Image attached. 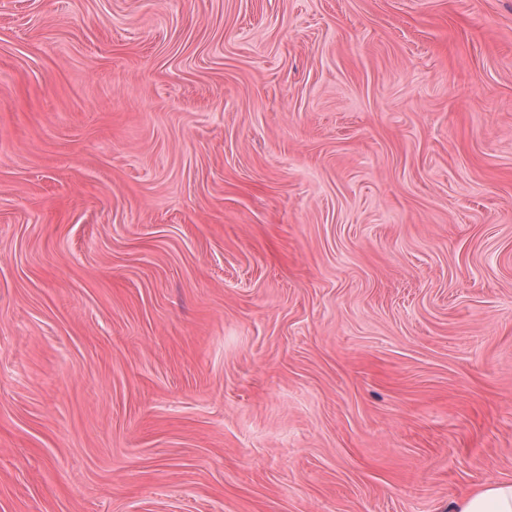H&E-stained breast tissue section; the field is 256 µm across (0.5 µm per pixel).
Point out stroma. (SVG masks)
Segmentation results:
<instances>
[{"label": "stroma", "mask_w": 512, "mask_h": 512, "mask_svg": "<svg viewBox=\"0 0 512 512\" xmlns=\"http://www.w3.org/2000/svg\"><path fill=\"white\" fill-rule=\"evenodd\" d=\"M488 481L512 0H0V512Z\"/></svg>", "instance_id": "35a3bbf8"}]
</instances>
